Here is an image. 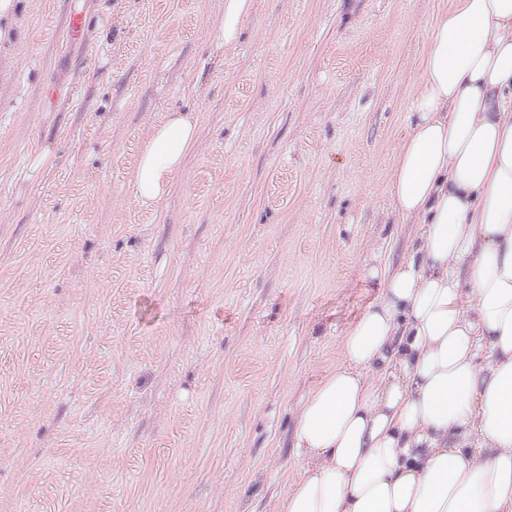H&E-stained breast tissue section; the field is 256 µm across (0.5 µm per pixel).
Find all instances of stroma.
I'll list each match as a JSON object with an SVG mask.
<instances>
[{
	"mask_svg": "<svg viewBox=\"0 0 512 512\" xmlns=\"http://www.w3.org/2000/svg\"><path fill=\"white\" fill-rule=\"evenodd\" d=\"M446 3L255 0L227 47L224 0H13L0 512H278L371 269L419 245L388 185ZM175 110L198 141L145 207L130 175Z\"/></svg>",
	"mask_w": 512,
	"mask_h": 512,
	"instance_id": "1",
	"label": "stroma"
}]
</instances>
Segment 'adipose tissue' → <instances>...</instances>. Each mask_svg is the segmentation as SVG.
<instances>
[{
	"label": "adipose tissue",
	"mask_w": 512,
	"mask_h": 512,
	"mask_svg": "<svg viewBox=\"0 0 512 512\" xmlns=\"http://www.w3.org/2000/svg\"><path fill=\"white\" fill-rule=\"evenodd\" d=\"M411 108L388 193L418 255L372 269L383 295L300 408L279 512H512V0H451ZM197 136L189 112L154 125L138 203Z\"/></svg>",
	"instance_id": "1"
}]
</instances>
